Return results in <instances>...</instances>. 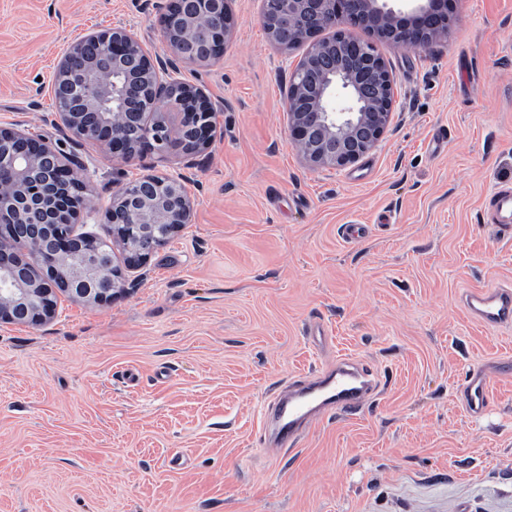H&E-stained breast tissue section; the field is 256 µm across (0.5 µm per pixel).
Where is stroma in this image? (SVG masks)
<instances>
[{
	"mask_svg": "<svg viewBox=\"0 0 512 512\" xmlns=\"http://www.w3.org/2000/svg\"><path fill=\"white\" fill-rule=\"evenodd\" d=\"M160 2L0 0V127L70 151L60 58L113 27L162 51ZM231 9L223 58L181 68L219 107L195 168L175 148L85 154L87 231L148 166L189 172L191 223L112 303L65 296L48 324H0V512H512V326L465 309L512 286V235L485 211L512 185V0H455L425 48L355 28L396 103L378 147L335 170L288 138L305 46L271 42L262 0ZM340 355L373 369L376 395L270 449L263 402ZM477 367L497 378L474 417ZM490 377L479 368L473 370L463 385L462 395L467 411L472 416H480L488 406V385Z\"/></svg>",
	"mask_w": 512,
	"mask_h": 512,
	"instance_id": "1",
	"label": "stroma"
}]
</instances>
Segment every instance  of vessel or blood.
<instances>
[{
    "instance_id": "b4317fda",
    "label": "vessel or blood",
    "mask_w": 512,
    "mask_h": 512,
    "mask_svg": "<svg viewBox=\"0 0 512 512\" xmlns=\"http://www.w3.org/2000/svg\"><path fill=\"white\" fill-rule=\"evenodd\" d=\"M487 221L500 232L512 233V186L500 185L487 199ZM469 313L479 322L500 327L512 324V289L497 287L469 293L465 303ZM489 376L474 369L462 388L467 411L481 415L488 406ZM377 382L372 371L346 356L336 364L298 381L293 393L276 397L272 402L275 413L277 446L297 444L304 427L329 411L354 412L373 395Z\"/></svg>"
}]
</instances>
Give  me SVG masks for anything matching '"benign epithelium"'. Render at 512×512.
<instances>
[{"mask_svg":"<svg viewBox=\"0 0 512 512\" xmlns=\"http://www.w3.org/2000/svg\"><path fill=\"white\" fill-rule=\"evenodd\" d=\"M452 0H425L401 14L380 0H263L261 22L283 49H308L289 74L290 141L311 168L353 165L382 140L394 91L384 58L347 29L362 25L410 48L448 34ZM164 54L146 49L125 28L90 32L62 57L51 89L57 115L71 134L65 153L42 137L0 127V322L39 326L57 313L63 294L112 302L122 269L105 242L75 226L91 210L83 172L84 144L129 163L144 153L178 147L190 156L214 137L215 105L202 88L179 78L183 63L207 65L224 55L234 20L230 0H166ZM120 104L117 124L105 111ZM182 115L176 134L162 109ZM187 176L147 173L113 195L105 212L125 266L141 268L190 223Z\"/></svg>","mask_w":512,"mask_h":512,"instance_id":"obj_1","label":"benign epithelium"}]
</instances>
